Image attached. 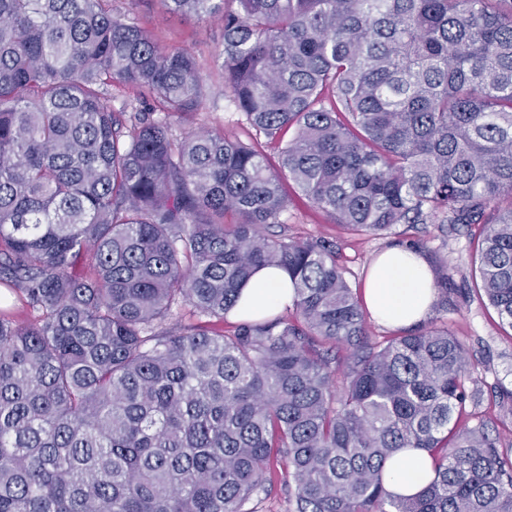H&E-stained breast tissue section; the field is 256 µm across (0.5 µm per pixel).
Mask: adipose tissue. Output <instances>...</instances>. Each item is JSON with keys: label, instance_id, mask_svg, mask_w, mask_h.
Wrapping results in <instances>:
<instances>
[{"label": "adipose tissue", "instance_id": "ef3b65f1", "mask_svg": "<svg viewBox=\"0 0 512 512\" xmlns=\"http://www.w3.org/2000/svg\"><path fill=\"white\" fill-rule=\"evenodd\" d=\"M363 297L370 316L387 328L407 329L423 321L435 299L432 272L425 259L400 246L382 252L371 264ZM293 288L281 268L259 270L243 288L231 314L242 320L273 315L291 305ZM430 476L424 453L404 452L387 469L392 491H416Z\"/></svg>", "mask_w": 512, "mask_h": 512}]
</instances>
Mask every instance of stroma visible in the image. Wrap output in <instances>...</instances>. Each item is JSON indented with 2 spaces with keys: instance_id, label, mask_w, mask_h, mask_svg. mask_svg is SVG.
Listing matches in <instances>:
<instances>
[{
  "instance_id": "35a3bbf8",
  "label": "stroma",
  "mask_w": 512,
  "mask_h": 512,
  "mask_svg": "<svg viewBox=\"0 0 512 512\" xmlns=\"http://www.w3.org/2000/svg\"><path fill=\"white\" fill-rule=\"evenodd\" d=\"M118 11H133L158 44L168 51L187 49L197 57L211 93L193 117H171L175 134L198 128L221 127L239 139L250 140L253 131L222 93L214 56L223 42L219 19L187 20L165 13L159 0H115ZM269 235L300 240L321 238L335 247L338 262L355 291H362L371 262L388 247L424 245V257L434 277H447V304H433L427 323H447L449 331L464 340L466 361L483 375L481 408L499 415L511 407L503 398L512 391V329L503 326L493 309L483 307L475 290L471 259L476 253L470 230H449L444 224L396 225L383 236L357 235L332 224L306 199L292 196L281 223L270 225Z\"/></svg>"
}]
</instances>
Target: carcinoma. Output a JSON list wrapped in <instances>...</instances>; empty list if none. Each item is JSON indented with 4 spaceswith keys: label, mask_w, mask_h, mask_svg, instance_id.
I'll list each match as a JSON object with an SVG mask.
<instances>
[{
    "label": "carcinoma",
    "mask_w": 512,
    "mask_h": 512,
    "mask_svg": "<svg viewBox=\"0 0 512 512\" xmlns=\"http://www.w3.org/2000/svg\"><path fill=\"white\" fill-rule=\"evenodd\" d=\"M113 2L0 0V290L34 313L0 306V512H259L275 484L287 512H512L464 343L373 339L331 245L264 233L291 189L358 233L476 225L512 328V0H160L223 19L250 143L174 135L198 63ZM266 267L286 314L172 322H224ZM409 451L432 476L397 495ZM422 452H403L387 469L386 479L392 491H417L429 479L430 471Z\"/></svg>",
    "instance_id": "carcinoma-1"
}]
</instances>
